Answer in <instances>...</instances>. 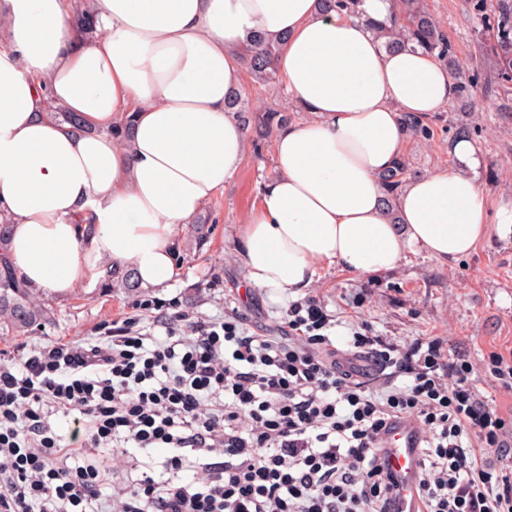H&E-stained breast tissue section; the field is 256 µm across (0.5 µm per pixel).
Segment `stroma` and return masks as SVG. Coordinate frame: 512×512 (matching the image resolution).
I'll return each instance as SVG.
<instances>
[{"label":"stroma","instance_id":"1","mask_svg":"<svg viewBox=\"0 0 512 512\" xmlns=\"http://www.w3.org/2000/svg\"><path fill=\"white\" fill-rule=\"evenodd\" d=\"M423 2L464 70L489 67L477 47L481 26L465 0ZM469 104L465 112L454 107L428 116L434 136L408 141L404 157L409 175L452 167L450 126L462 122L474 130L485 190L512 198V116L499 111L496 96L480 85L472 88ZM272 148V143L257 144L255 134H248L240 171L198 217L203 238H196L190 226L180 227L174 249L178 275L170 288L107 293L80 284L69 295L48 296L54 316L39 341L96 338L104 325L132 318L135 302L153 296L177 299L207 316L235 308L246 313L250 333H270L284 305L250 283L240 238L243 217L256 206L262 183L276 172ZM306 293L321 301L334 323V336L347 335L357 323L400 345L421 336H446L454 350L475 363L492 351L512 347V246L494 236L452 265L409 249L394 269L383 273L354 274L335 264L323 266Z\"/></svg>","mask_w":512,"mask_h":512}]
</instances>
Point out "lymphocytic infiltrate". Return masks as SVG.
<instances>
[{
  "label": "lymphocytic infiltrate",
  "instance_id": "obj_1",
  "mask_svg": "<svg viewBox=\"0 0 512 512\" xmlns=\"http://www.w3.org/2000/svg\"><path fill=\"white\" fill-rule=\"evenodd\" d=\"M135 308L97 339L0 358V512H396L384 436L400 421L422 442L419 512H512V466L480 457L507 447L506 419L472 379L512 396V349L478 366L446 338L399 346L364 324L339 346L313 296L277 336L236 310Z\"/></svg>",
  "mask_w": 512,
  "mask_h": 512
}]
</instances>
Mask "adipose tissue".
I'll list each match as a JSON object with an SVG mask.
<instances>
[{"instance_id": "1", "label": "adipose tissue", "mask_w": 512, "mask_h": 512, "mask_svg": "<svg viewBox=\"0 0 512 512\" xmlns=\"http://www.w3.org/2000/svg\"><path fill=\"white\" fill-rule=\"evenodd\" d=\"M359 9L95 0L90 39L64 0H0V222L12 226L8 250L22 277L65 295L96 285L117 261L140 286L169 287L179 226L241 167L246 131L227 101L242 89V49L258 33L281 40L288 92L315 119L277 135L276 173L243 219L254 286L295 297L326 264L382 272L409 248L449 264L489 235L512 238V199L488 196L463 136L451 170L409 180L388 209L380 177L403 154L402 113L445 111L458 83L418 47H382L372 25L397 18L398 0ZM51 102L86 132L55 121ZM122 118L124 140L111 133Z\"/></svg>"}]
</instances>
